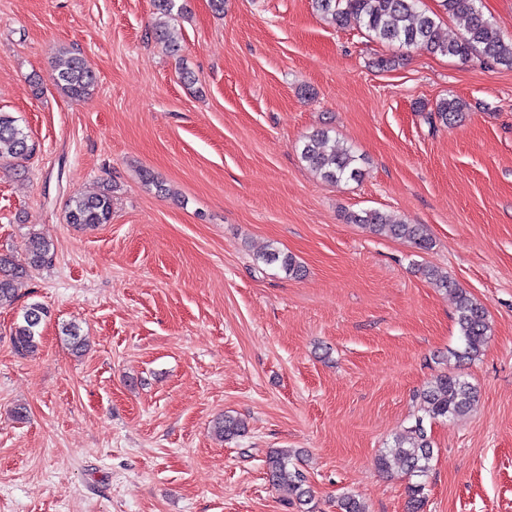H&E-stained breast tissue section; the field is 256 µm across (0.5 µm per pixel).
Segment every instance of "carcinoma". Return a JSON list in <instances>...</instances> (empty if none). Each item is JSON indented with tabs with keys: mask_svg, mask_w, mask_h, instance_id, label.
I'll return each mask as SVG.
<instances>
[{
	"mask_svg": "<svg viewBox=\"0 0 512 512\" xmlns=\"http://www.w3.org/2000/svg\"><path fill=\"white\" fill-rule=\"evenodd\" d=\"M478 0H440L441 13L420 8V0H313L317 11L339 27L365 30L372 39L401 48H423L432 54L467 61L474 57L495 65L512 68V37H506L481 11ZM463 22L462 33L446 38L441 33V14ZM157 40L165 50L180 49L179 36L168 25L155 29ZM54 86L72 100H79L92 90L96 75L80 54L69 53L63 68L52 76ZM466 104L455 98H442L430 110L428 120H437L445 126L465 118ZM300 157L308 167L330 183L357 181L363 175V157L350 146L333 143L329 130L317 129L299 145ZM35 152L30 135L9 112L0 111V162L28 160ZM112 218V194L105 190L95 195H76L67 204V223L93 228L107 224ZM347 221L364 224L375 234L394 238H408L419 248L427 249L430 239L420 224H408L390 212L365 210L350 214ZM54 246L44 237L33 235L24 247L23 258L11 253H0V307L11 306L17 299L14 282L51 263ZM266 265H278L288 277L296 278L302 266L292 256L271 245L258 255ZM423 275L441 289H452L456 295V323L463 348L451 352L461 360H474L482 352L491 335V323L486 308L467 292L455 287L447 276L433 268H423ZM47 317L46 308L29 303L21 309L19 319L11 331V343L19 355L33 352L38 346L40 327ZM421 410L432 420H450L472 410L477 402L475 386L459 376H437L419 394ZM244 423L231 415L218 419L214 432L221 438H231L244 432ZM298 453L291 449H274L267 457L268 476L287 502L308 505L312 492L307 477L293 462ZM397 460L410 476L424 477L430 470L433 445L423 426V419L380 450L378 462L385 466L389 459ZM409 512H420L425 499L424 485L408 487Z\"/></svg>",
	"mask_w": 512,
	"mask_h": 512,
	"instance_id": "carcinoma-1",
	"label": "carcinoma"
}]
</instances>
